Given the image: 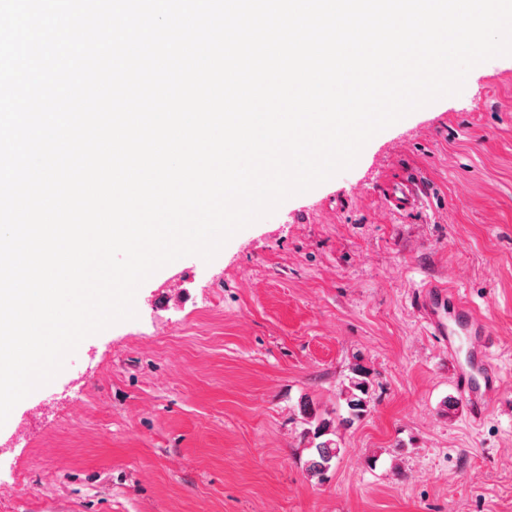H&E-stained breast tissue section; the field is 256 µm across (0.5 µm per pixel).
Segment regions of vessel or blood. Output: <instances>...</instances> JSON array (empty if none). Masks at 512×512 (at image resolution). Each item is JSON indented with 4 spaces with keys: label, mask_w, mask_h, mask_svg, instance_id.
I'll return each mask as SVG.
<instances>
[{
    "label": "vessel or blood",
    "mask_w": 512,
    "mask_h": 512,
    "mask_svg": "<svg viewBox=\"0 0 512 512\" xmlns=\"http://www.w3.org/2000/svg\"><path fill=\"white\" fill-rule=\"evenodd\" d=\"M423 187L412 176L390 182L385 190L388 208L404 211L418 206ZM417 306L426 331L448 351L456 391L472 424H480L503 393V376L495 361L493 333L456 288L431 281L418 296Z\"/></svg>",
    "instance_id": "obj_1"
}]
</instances>
